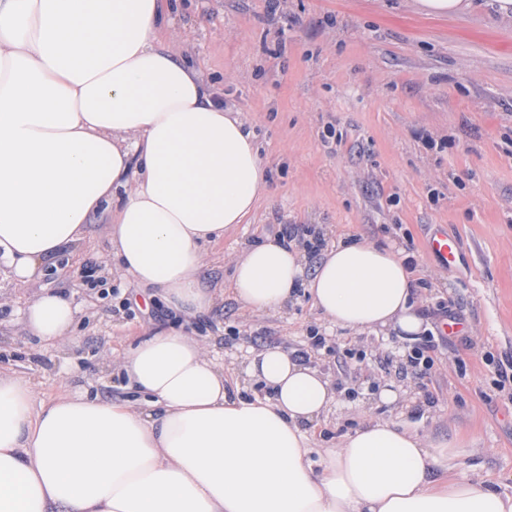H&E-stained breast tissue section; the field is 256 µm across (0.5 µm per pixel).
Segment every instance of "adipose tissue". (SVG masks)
I'll return each mask as SVG.
<instances>
[{
	"label": "adipose tissue",
	"mask_w": 512,
	"mask_h": 512,
	"mask_svg": "<svg viewBox=\"0 0 512 512\" xmlns=\"http://www.w3.org/2000/svg\"><path fill=\"white\" fill-rule=\"evenodd\" d=\"M163 10L0 0V270L39 277L103 214L117 268L175 313L228 295L276 314L305 296L333 328L424 333L416 272L391 245L341 240L311 266L269 236L236 258L227 293L203 285L207 246L256 211L266 169L241 112L160 44ZM80 312L45 289L19 321L54 343ZM242 365L183 329L146 332L120 366L136 408L82 391L37 407L28 378L0 372V512H512L511 495L453 477V437L432 438L411 405L317 451L310 430L339 402L330 377L281 346Z\"/></svg>",
	"instance_id": "obj_1"
}]
</instances>
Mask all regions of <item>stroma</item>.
<instances>
[{
	"instance_id": "stroma-1",
	"label": "stroma",
	"mask_w": 512,
	"mask_h": 512,
	"mask_svg": "<svg viewBox=\"0 0 512 512\" xmlns=\"http://www.w3.org/2000/svg\"><path fill=\"white\" fill-rule=\"evenodd\" d=\"M160 39L243 112L271 171L249 223L209 247L206 286L228 284L235 253L292 224L327 246L364 238L411 248L430 324L448 309L463 325L423 378L400 372L410 344L395 338L338 330L314 349L309 332L323 321L304 298L254 319L224 301L196 335L228 363L247 348L308 352L341 403L314 430V447L337 443L363 414L395 417L397 406L376 398L390 383L425 411L431 435L465 437L457 471L512 494V385L494 384L497 364L512 362V21L487 8L427 15L414 0H280L273 14L267 0H170ZM435 224L460 239L468 263L450 271L427 255ZM108 256L97 217L87 242L58 258L59 273L25 287L0 278V372L29 377L36 402L76 390L117 396L126 348L184 324L119 273L108 276L114 296L87 288L90 265ZM42 287L76 291L83 304L63 343L39 342L11 318ZM349 348L365 359H347Z\"/></svg>"
}]
</instances>
